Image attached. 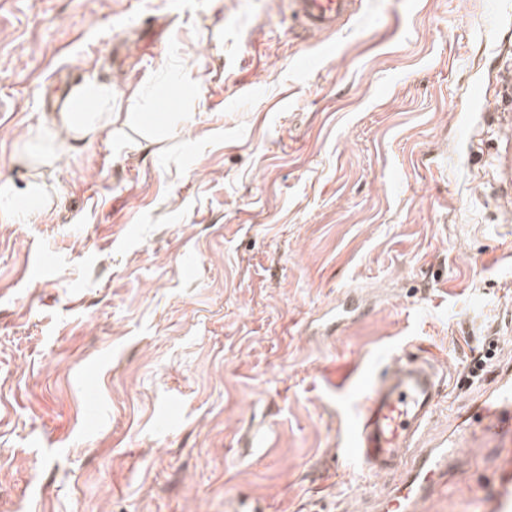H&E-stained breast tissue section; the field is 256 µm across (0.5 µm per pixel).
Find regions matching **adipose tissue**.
I'll return each mask as SVG.
<instances>
[{"instance_id":"adipose-tissue-1","label":"adipose tissue","mask_w":512,"mask_h":512,"mask_svg":"<svg viewBox=\"0 0 512 512\" xmlns=\"http://www.w3.org/2000/svg\"><path fill=\"white\" fill-rule=\"evenodd\" d=\"M112 90L104 84L89 82L71 92L63 111L54 113V126L64 130L65 138L55 146L56 155L71 151L75 142L95 137L111 120ZM49 200L46 182L38 177L27 180L24 188L13 183L0 184V222H27L43 212Z\"/></svg>"}]
</instances>
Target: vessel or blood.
<instances>
[{"label": "vessel or blood", "mask_w": 512, "mask_h": 512, "mask_svg": "<svg viewBox=\"0 0 512 512\" xmlns=\"http://www.w3.org/2000/svg\"><path fill=\"white\" fill-rule=\"evenodd\" d=\"M360 0H288L293 19L307 32L333 33L357 14ZM440 406L438 361L408 357L374 379L356 420L353 455L371 476L401 471L399 483L384 488L368 512H425L453 486L481 448L497 478L483 499V512H512V365L503 364L492 385L477 394L466 412L446 429L428 426Z\"/></svg>", "instance_id": "b4317fda"}]
</instances>
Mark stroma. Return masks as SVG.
Segmentation results:
<instances>
[{
    "label": "stroma",
    "instance_id": "obj_1",
    "mask_svg": "<svg viewBox=\"0 0 512 512\" xmlns=\"http://www.w3.org/2000/svg\"><path fill=\"white\" fill-rule=\"evenodd\" d=\"M509 67L493 0L329 35L287 0H0V183L63 138L59 78L112 88L51 205L0 223V512H362L368 382L430 346L443 427L512 361ZM162 89L159 135L127 115ZM491 477L477 452L431 512Z\"/></svg>",
    "mask_w": 512,
    "mask_h": 512
}]
</instances>
